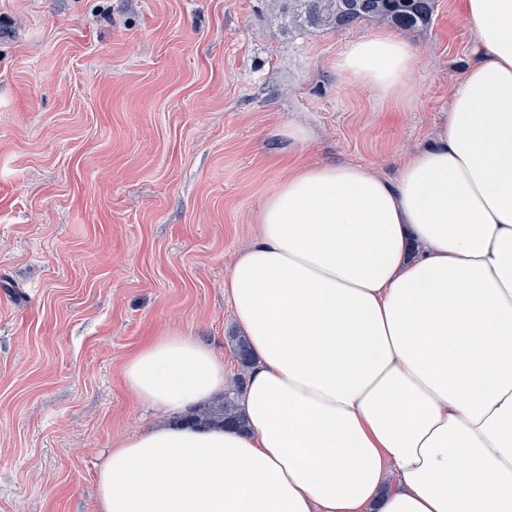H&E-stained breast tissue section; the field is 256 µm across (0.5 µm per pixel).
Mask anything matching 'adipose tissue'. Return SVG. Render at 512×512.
I'll use <instances>...</instances> for the list:
<instances>
[{
    "label": "adipose tissue",
    "instance_id": "1",
    "mask_svg": "<svg viewBox=\"0 0 512 512\" xmlns=\"http://www.w3.org/2000/svg\"><path fill=\"white\" fill-rule=\"evenodd\" d=\"M474 59L396 179L296 163L224 279L253 365L247 428L179 423L226 384L179 331L123 366L158 423L98 465L100 512H512V0H458ZM397 34L336 69L387 101Z\"/></svg>",
    "mask_w": 512,
    "mask_h": 512
}]
</instances>
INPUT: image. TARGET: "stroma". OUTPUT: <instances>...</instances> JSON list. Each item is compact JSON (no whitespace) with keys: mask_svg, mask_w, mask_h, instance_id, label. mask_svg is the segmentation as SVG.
<instances>
[{"mask_svg":"<svg viewBox=\"0 0 512 512\" xmlns=\"http://www.w3.org/2000/svg\"><path fill=\"white\" fill-rule=\"evenodd\" d=\"M380 26L303 32L272 0H0V512H99L93 475L156 416L128 354L182 331L241 367L224 295L278 136L386 178L429 144L472 59L456 0L403 32L407 100L337 73Z\"/></svg>","mask_w":512,"mask_h":512,"instance_id":"1","label":"stroma"}]
</instances>
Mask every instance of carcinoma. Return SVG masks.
<instances>
[{"instance_id": "1", "label": "carcinoma", "mask_w": 512, "mask_h": 512, "mask_svg": "<svg viewBox=\"0 0 512 512\" xmlns=\"http://www.w3.org/2000/svg\"><path fill=\"white\" fill-rule=\"evenodd\" d=\"M279 1L288 4V13L299 27L332 31H343L362 21L411 30L429 23L436 7V0H274ZM230 342L241 372L224 388L223 394L183 418L192 427H247L238 397L252 358L245 337L232 336Z\"/></svg>"}]
</instances>
